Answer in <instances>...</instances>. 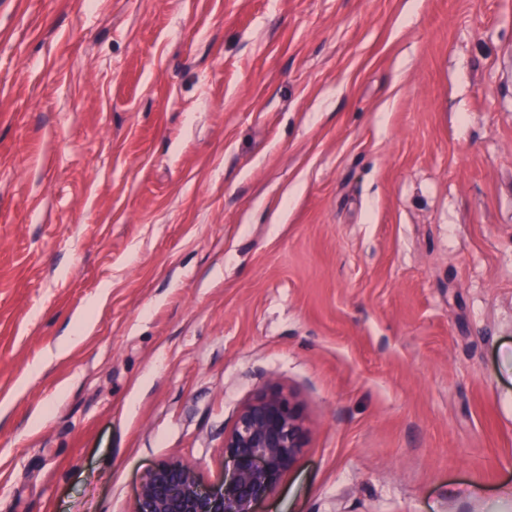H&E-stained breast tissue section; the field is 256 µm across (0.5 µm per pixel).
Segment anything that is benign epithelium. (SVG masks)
Returning <instances> with one entry per match:
<instances>
[{
	"label": "benign epithelium",
	"instance_id": "1",
	"mask_svg": "<svg viewBox=\"0 0 512 512\" xmlns=\"http://www.w3.org/2000/svg\"><path fill=\"white\" fill-rule=\"evenodd\" d=\"M299 406L279 389L245 404L224 435V457L232 470L206 486L193 468L164 462L140 484L135 512H256L305 447Z\"/></svg>",
	"mask_w": 512,
	"mask_h": 512
}]
</instances>
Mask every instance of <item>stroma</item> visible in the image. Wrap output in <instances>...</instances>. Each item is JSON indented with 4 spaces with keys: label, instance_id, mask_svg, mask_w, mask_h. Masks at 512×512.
Returning <instances> with one entry per match:
<instances>
[{
    "label": "stroma",
    "instance_id": "stroma-1",
    "mask_svg": "<svg viewBox=\"0 0 512 512\" xmlns=\"http://www.w3.org/2000/svg\"><path fill=\"white\" fill-rule=\"evenodd\" d=\"M512 512V0H0V512L218 482ZM305 439L299 406L279 389L266 391L240 409L224 435L232 470L218 485H204L188 464L160 463L141 482L135 512H256Z\"/></svg>",
    "mask_w": 512,
    "mask_h": 512
}]
</instances>
